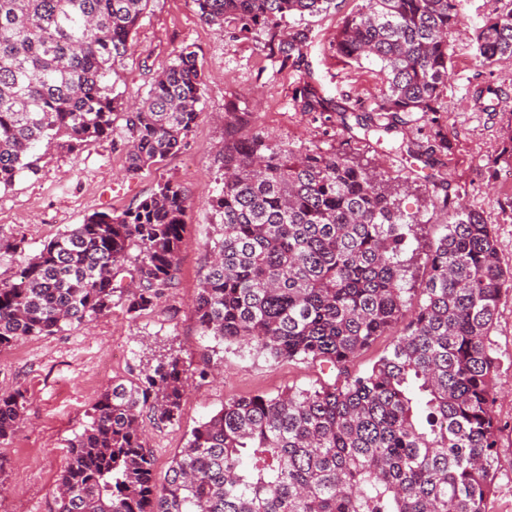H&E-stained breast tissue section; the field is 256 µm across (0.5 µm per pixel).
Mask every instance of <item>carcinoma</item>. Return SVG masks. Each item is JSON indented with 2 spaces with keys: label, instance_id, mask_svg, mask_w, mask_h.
Masks as SVG:
<instances>
[{
  "label": "carcinoma",
  "instance_id": "1",
  "mask_svg": "<svg viewBox=\"0 0 512 512\" xmlns=\"http://www.w3.org/2000/svg\"><path fill=\"white\" fill-rule=\"evenodd\" d=\"M150 0H0V187L38 172L32 150L58 140L71 152L113 131L120 95L112 74L132 50ZM204 21L265 35L285 69L311 40L295 15L336 0H192ZM476 33L477 58H512V0ZM457 0H366L345 15L336 54L373 57L385 78L365 134H389L401 114L434 130L411 158L448 150L438 102L450 74ZM194 54L176 52L148 94L124 108L133 149L127 172L177 152L204 97ZM292 101L333 122L336 104L314 80ZM241 119L224 131L223 187L213 259L195 299L205 336L247 344L274 360L336 370L331 383L274 396L233 397L194 427L163 480L146 446L145 418L172 422L187 378L171 355L100 396L68 445L54 512H489L503 461L494 415L500 366L491 340L512 270L502 266L483 214L459 196L431 203L448 223L426 253L421 302L405 316L402 259L420 222L396 182L344 150L292 151ZM187 190L167 181L135 208L67 226L0 281V347L111 312L157 306L179 270ZM406 321L391 350L356 374L362 350ZM24 395L0 396V439L24 417Z\"/></svg>",
  "mask_w": 512,
  "mask_h": 512
}]
</instances>
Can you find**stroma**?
<instances>
[{
    "instance_id": "35a3bbf8",
    "label": "stroma",
    "mask_w": 512,
    "mask_h": 512,
    "mask_svg": "<svg viewBox=\"0 0 512 512\" xmlns=\"http://www.w3.org/2000/svg\"><path fill=\"white\" fill-rule=\"evenodd\" d=\"M360 2L343 0L339 11L293 17V24L311 29L312 40L299 65L282 70L267 58L262 36L239 38L233 25L206 23L192 0H151L133 35L132 50L118 69L115 89L126 97H145L155 72L174 52L193 51L205 76V104L181 149L159 165L129 174L126 157L131 144L119 120L111 135L76 152L54 144L37 146L38 174L0 187V241L19 246L15 253L0 252L3 281L67 225L83 223L93 213L134 207L169 180L185 186L190 196L178 280L154 309L133 315L125 299L117 297L108 314L0 348V395H25L21 427L0 439V480L6 487L0 493V512H52L68 443L82 431L99 395L112 380L137 379L160 357L178 356L194 376L179 418L148 427V445L160 477L191 430L220 410L225 400L274 394L288 386L307 389L329 380L328 371L319 365L275 361L202 335L193 301L211 260L207 243L218 222L210 200L222 185L225 102L236 101L252 130L295 151L344 150L388 178L415 181L434 171L392 151L404 141L424 142L421 122L398 125L380 144L365 140L357 127L326 135L313 115L292 104V89L306 75L323 86L337 107L352 110L374 102L380 63L342 62L333 46L344 14ZM494 7L495 0H460L463 21L450 38L453 78L439 102L448 151L440 156L436 171L446 178L449 193L465 195L492 224L501 263L507 268L512 266V182L501 180L495 160L505 142L512 140V58L490 67L480 65L474 44L476 30ZM487 84L498 89L500 110L483 112L475 105V89ZM401 208L423 222L416 239L409 242L413 279L406 308L411 311L420 302L426 277L425 250L440 235L447 217L433 211L427 194L415 186L403 196ZM492 338L501 358L495 406L501 426L498 445L507 462L512 460V292L502 296ZM205 365L210 377L198 378L197 369Z\"/></svg>"
}]
</instances>
